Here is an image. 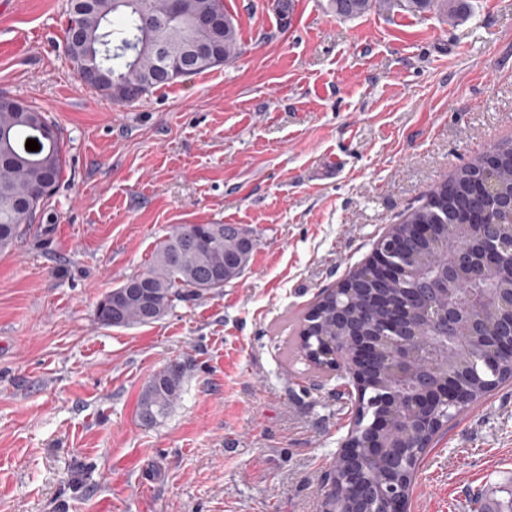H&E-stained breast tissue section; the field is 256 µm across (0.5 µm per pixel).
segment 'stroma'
<instances>
[{"instance_id": "35a3bbf8", "label": "stroma", "mask_w": 512, "mask_h": 512, "mask_svg": "<svg viewBox=\"0 0 512 512\" xmlns=\"http://www.w3.org/2000/svg\"><path fill=\"white\" fill-rule=\"evenodd\" d=\"M67 0H0V96L40 107L65 172L0 251V512H322L355 418L298 348L308 310L440 181L512 140V0L449 18L274 0L230 63L121 106L65 55ZM178 224H235L243 273L151 324L99 299ZM185 364L157 422L151 376ZM512 507V381L436 435L409 512ZM184 375V366L173 362L150 378L139 398V414L143 421L153 423L176 405Z\"/></svg>"}]
</instances>
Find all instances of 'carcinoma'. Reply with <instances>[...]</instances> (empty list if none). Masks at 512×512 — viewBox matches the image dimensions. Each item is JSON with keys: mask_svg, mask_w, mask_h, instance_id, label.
I'll return each instance as SVG.
<instances>
[{"mask_svg": "<svg viewBox=\"0 0 512 512\" xmlns=\"http://www.w3.org/2000/svg\"><path fill=\"white\" fill-rule=\"evenodd\" d=\"M413 12H425L448 4V15L463 7L464 0H404ZM336 15L354 17L371 9L384 11L391 0H332ZM65 53L76 70L86 64L104 75L94 89L116 104H129L125 93H149L178 80L215 68L205 55L195 53L200 45L216 44L224 62L241 51L234 17L224 0H68ZM201 16L218 18V27H201ZM35 139L40 150H26ZM477 159L450 179L434 186L423 205L411 210L405 221L391 231L409 236V225L430 224L428 240L411 243L408 256L429 265L440 263L448 247V225L465 212L467 220L484 224L504 217L502 207L512 193V157L482 177L486 186L474 192ZM65 167L58 127L39 108L24 103L17 110L0 112V250L15 245L24 227L33 223L45 198L61 180ZM243 232L234 224H181L157 245L145 271L129 277L105 293L96 304L95 317L106 327L146 325L164 317L178 302H190L224 288L239 277L229 274V261L242 256L247 264L253 244H245ZM379 284L354 279L347 295H323L307 312L303 328L311 336L329 335L336 312L352 303L375 325L383 321L376 306ZM185 368L173 362L154 374L139 398V414L153 423L167 414L181 396Z\"/></svg>", "mask_w": 512, "mask_h": 512, "instance_id": "cac0c4a2", "label": "carcinoma"}]
</instances>
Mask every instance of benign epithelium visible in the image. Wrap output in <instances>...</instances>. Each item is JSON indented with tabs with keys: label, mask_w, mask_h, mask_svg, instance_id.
Returning a JSON list of instances; mask_svg holds the SVG:
<instances>
[{
	"label": "benign epithelium",
	"mask_w": 512,
	"mask_h": 512,
	"mask_svg": "<svg viewBox=\"0 0 512 512\" xmlns=\"http://www.w3.org/2000/svg\"><path fill=\"white\" fill-rule=\"evenodd\" d=\"M406 251L398 236L378 244L359 271L384 285L412 280L404 295H384L389 316L385 327L368 333L358 315H347L336 337V351L326 346L306 350L307 360L345 373L357 394V413L336 464L359 473L370 462L385 464L373 500L358 496L354 486L336 493L331 512H407L409 489L422 462L418 433H436L443 405L452 417L474 404L472 374L487 354H512V224L453 226L447 262L436 268L405 266L392 256ZM493 272L497 289L492 318L481 317L487 299L478 289L459 292ZM391 369L389 381L365 401L378 362ZM368 424H363L367 410Z\"/></svg>",
	"instance_id": "7a95c632"
}]
</instances>
